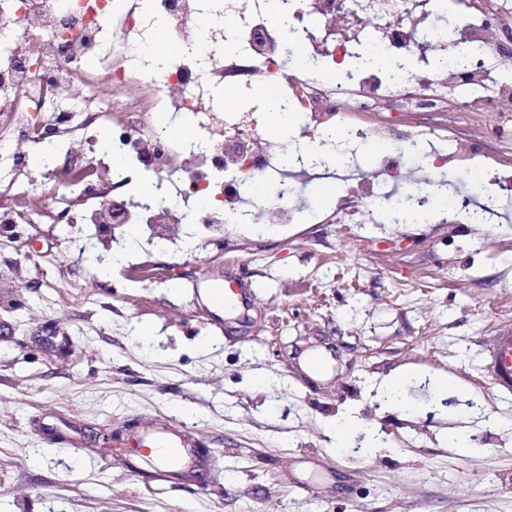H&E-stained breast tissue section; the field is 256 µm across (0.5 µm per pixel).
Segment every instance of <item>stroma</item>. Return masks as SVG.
Listing matches in <instances>:
<instances>
[{"label":"stroma","instance_id":"1","mask_svg":"<svg viewBox=\"0 0 512 512\" xmlns=\"http://www.w3.org/2000/svg\"><path fill=\"white\" fill-rule=\"evenodd\" d=\"M512 158V115L399 112ZM182 225L110 276L62 224L0 246V512H512V396L485 356L512 328V217L500 224ZM149 261L151 279L136 265ZM154 330L143 353L138 327ZM330 354L326 377L301 366ZM410 372L404 406L380 383ZM445 376L453 389L438 391ZM357 425L337 439L341 415ZM165 420L218 461L191 485L131 476V431ZM76 426L55 443L42 421ZM460 428L470 450L449 448ZM115 439L104 448L99 434Z\"/></svg>","mask_w":512,"mask_h":512}]
</instances>
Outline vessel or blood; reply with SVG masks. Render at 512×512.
<instances>
[{
    "label": "vessel or blood",
    "mask_w": 512,
    "mask_h": 512,
    "mask_svg": "<svg viewBox=\"0 0 512 512\" xmlns=\"http://www.w3.org/2000/svg\"><path fill=\"white\" fill-rule=\"evenodd\" d=\"M489 368L496 390L512 394V331H503L488 351ZM143 450L126 463L135 476L149 474L163 483L194 482L199 474L211 471L213 458L203 453L195 440L184 431L165 423L141 427L134 434Z\"/></svg>",
    "instance_id": "b4317fda"
}]
</instances>
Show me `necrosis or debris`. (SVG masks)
Instances as JSON below:
<instances>
[{
  "mask_svg": "<svg viewBox=\"0 0 512 512\" xmlns=\"http://www.w3.org/2000/svg\"><path fill=\"white\" fill-rule=\"evenodd\" d=\"M205 0H152L173 59L162 77L144 70L148 25L117 0H0V151L15 172L0 184V243L10 242L16 224H74L142 227L149 240H170L175 224L212 228L213 239L228 224H302L319 219L316 209L299 210L297 197L313 181H339L340 224H402L407 214L433 221L429 198L458 167L482 156L478 143L462 146L447 126L427 124L404 138L387 112L447 111L464 103L470 112L512 113V57L502 53L499 29L512 28L507 0H288L287 27L269 21L267 0H226L231 19L224 38L237 50L223 63L202 64L199 17ZM368 38L392 62L419 66L390 77L363 69L337 71L323 82L309 70L286 69L284 46L298 45L304 58L340 61L358 40ZM225 82L244 88L282 85L291 112L302 119L301 138L271 144L263 115L206 103L201 88ZM82 84L81 97L71 93ZM124 91V119L115 122L101 96L103 84ZM184 114L193 139L178 143L167 134L172 113ZM360 112H378L361 122ZM116 127L89 170L66 164L45 179L22 180L32 148L45 133L54 144L73 147L87 131ZM344 130L341 150L353 158L366 142H387L391 151L371 168L338 176L313 164L310 152L327 131ZM127 165L161 172L181 157V175L160 180L154 199L108 201L118 185L112 156ZM465 219L500 223L512 197V170L497 159ZM270 187L262 212L249 202L254 181Z\"/></svg>",
  "mask_w": 512,
  "mask_h": 512,
  "instance_id": "obj_1",
  "label": "necrosis or debris"
}]
</instances>
